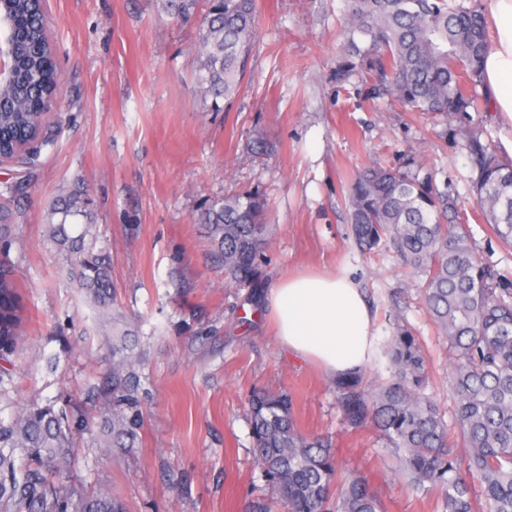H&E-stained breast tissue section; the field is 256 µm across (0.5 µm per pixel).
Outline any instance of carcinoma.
Instances as JSON below:
<instances>
[{
  "mask_svg": "<svg viewBox=\"0 0 512 512\" xmlns=\"http://www.w3.org/2000/svg\"><path fill=\"white\" fill-rule=\"evenodd\" d=\"M199 0H166L174 17L190 21ZM259 0H207L194 81L202 98L229 102L247 74ZM13 26L15 70L0 87V153L29 166L38 151L16 144L50 142L32 109L62 95L46 19L38 0H0ZM336 78H357L372 99L389 97L409 112L445 122L442 135L465 151L474 197L466 212L441 159L408 154L399 164L367 165L350 176L354 240L363 253L391 250L421 282L429 321L448 344L451 420L430 386V358L420 336L395 312L383 347L389 376L370 385L362 374L332 380L346 430H373L390 449L395 473L414 492L435 490L432 512H512V272L495 271L473 251L470 221L485 224L512 248V158L473 118L488 111L482 64L489 50L484 13L468 0H348ZM267 204L256 193L214 199L196 221L210 234L213 254L230 287H250L259 274L269 231ZM86 219L73 236L70 218ZM81 197L50 209L45 236L65 257L78 287L110 321L116 304L112 266L96 248ZM21 295L10 264L0 261V512H126L103 486L75 477V437L87 429L76 405L15 406L11 356L21 336ZM139 356L126 336L112 343V367L91 387L104 452L141 440ZM248 416L257 467L288 512H382L366 476L340 466L334 445L301 431L284 392H255Z\"/></svg>",
  "mask_w": 512,
  "mask_h": 512,
  "instance_id": "carcinoma-1",
  "label": "carcinoma"
}]
</instances>
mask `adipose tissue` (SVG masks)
I'll use <instances>...</instances> for the list:
<instances>
[{
	"mask_svg": "<svg viewBox=\"0 0 512 512\" xmlns=\"http://www.w3.org/2000/svg\"><path fill=\"white\" fill-rule=\"evenodd\" d=\"M490 49L484 58L490 109L512 155V0H486ZM280 343L329 376L360 371L373 352L372 313L365 293L348 276L297 274L278 281L266 296Z\"/></svg>",
	"mask_w": 512,
	"mask_h": 512,
	"instance_id": "ef3b65f1",
	"label": "adipose tissue"
}]
</instances>
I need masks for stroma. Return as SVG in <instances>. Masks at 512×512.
<instances>
[{
    "instance_id": "35a3bbf8",
    "label": "stroma",
    "mask_w": 512,
    "mask_h": 512,
    "mask_svg": "<svg viewBox=\"0 0 512 512\" xmlns=\"http://www.w3.org/2000/svg\"><path fill=\"white\" fill-rule=\"evenodd\" d=\"M346 0H260L250 74L229 111L200 99L193 74L199 23L162 0H48V34L63 94L46 117L53 142L30 170L0 161V203L15 212L0 238L21 289L23 336L12 372L16 404L83 401L112 362L114 331L141 356L142 440L104 454L91 433L80 474L110 486L128 512H255L273 501L252 453V390L286 392L307 433L331 437L349 470L368 475L385 512H432L397 478L370 431H342L330 379L283 349L262 299L299 273L351 276L373 310L377 341L400 308L430 349L435 376L448 351L425 320L421 294L392 256L362 254L347 176L399 154L448 160V186L472 205L465 157L420 114L364 101L336 80ZM256 190L270 230L252 288L214 264L203 203ZM81 193L97 245L112 263L115 321L101 323L63 257L44 238L60 197Z\"/></svg>"
}]
</instances>
